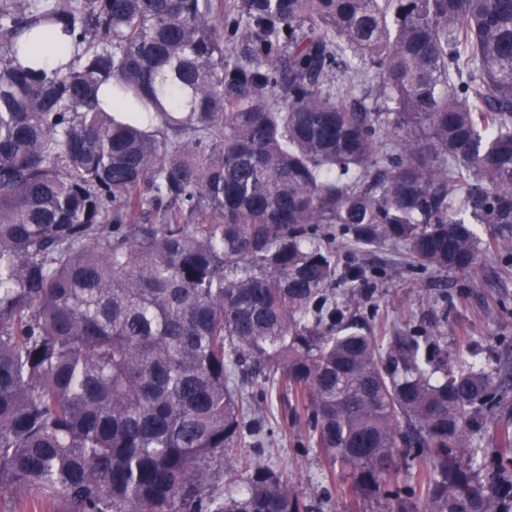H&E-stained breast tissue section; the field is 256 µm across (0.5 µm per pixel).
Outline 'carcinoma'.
<instances>
[{
	"label": "carcinoma",
	"instance_id": "1",
	"mask_svg": "<svg viewBox=\"0 0 512 512\" xmlns=\"http://www.w3.org/2000/svg\"><path fill=\"white\" fill-rule=\"evenodd\" d=\"M52 22L77 62L34 74ZM339 238L512 252V0H0V489L313 512L260 458L284 389L356 495L512 512V361L450 369L422 328L381 353Z\"/></svg>",
	"mask_w": 512,
	"mask_h": 512
}]
</instances>
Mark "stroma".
<instances>
[{
    "instance_id": "35a3bbf8",
    "label": "stroma",
    "mask_w": 512,
    "mask_h": 512,
    "mask_svg": "<svg viewBox=\"0 0 512 512\" xmlns=\"http://www.w3.org/2000/svg\"><path fill=\"white\" fill-rule=\"evenodd\" d=\"M426 288H419L413 273H400L372 282L365 291L368 303L384 320L377 329L380 349H387L394 329L423 325L448 350L449 366L461 359L496 365L512 359V314L497 309L499 298H512V258H487L469 274L423 272ZM272 451L263 461L287 471L298 491L321 512H389L385 501L355 499L344 494L341 476H328L329 466L315 450L300 444L301 426L291 421L283 403H275Z\"/></svg>"
}]
</instances>
